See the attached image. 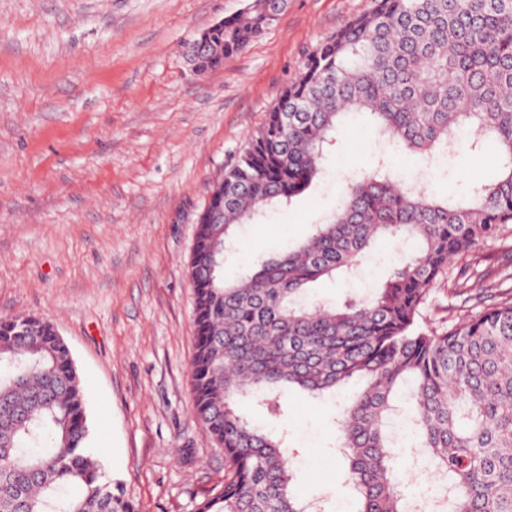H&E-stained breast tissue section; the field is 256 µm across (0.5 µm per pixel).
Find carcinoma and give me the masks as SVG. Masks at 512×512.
I'll list each match as a JSON object with an SVG mask.
<instances>
[{"label": "carcinoma", "instance_id": "obj_1", "mask_svg": "<svg viewBox=\"0 0 512 512\" xmlns=\"http://www.w3.org/2000/svg\"><path fill=\"white\" fill-rule=\"evenodd\" d=\"M280 0H253L212 28L189 65L215 69L271 25ZM369 117L381 150L336 210L287 252L230 283L236 228L289 204L325 174L350 116ZM495 148L500 174L439 196L392 170L387 149L438 166ZM512 224V0H373L321 44L224 173V196L195 232L194 408L224 449V480L197 512H309L290 489L288 431L236 407L255 397L287 413L285 390L313 397L362 388L332 417L350 461L358 512H512V259L496 274L463 268L456 287L492 303L461 325L422 327L430 286L456 257ZM414 251L382 286L338 307L306 285L355 273L374 242ZM86 401L71 351L53 324L0 320V512H137L103 480L86 449ZM441 483L405 496L406 466Z\"/></svg>", "mask_w": 512, "mask_h": 512}]
</instances>
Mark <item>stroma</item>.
<instances>
[{"instance_id":"obj_1","label":"stroma","mask_w":512,"mask_h":512,"mask_svg":"<svg viewBox=\"0 0 512 512\" xmlns=\"http://www.w3.org/2000/svg\"><path fill=\"white\" fill-rule=\"evenodd\" d=\"M250 0H0V319L51 321L85 392L89 452L139 512H195L224 478V452L193 404L190 254L210 190L327 37L371 0H288L261 36L195 75L186 45ZM325 175L287 206L240 227L224 276L277 255L334 211L379 150L365 117L328 148ZM502 167L490 147L457 157L436 192H464ZM512 246V224L455 259L431 286L428 322L465 319L460 268L484 270ZM410 247L378 239L357 273L309 286L343 303L370 294ZM348 386L319 399L287 394L288 418L256 400L238 410L287 431L293 488L324 512H355L349 463L330 422Z\"/></svg>"}]
</instances>
